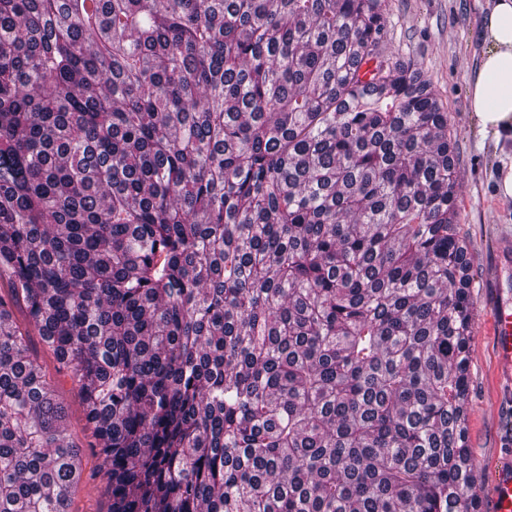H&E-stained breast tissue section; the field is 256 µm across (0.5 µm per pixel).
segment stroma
Here are the masks:
<instances>
[{"label": "stroma", "mask_w": 512, "mask_h": 512, "mask_svg": "<svg viewBox=\"0 0 512 512\" xmlns=\"http://www.w3.org/2000/svg\"><path fill=\"white\" fill-rule=\"evenodd\" d=\"M387 50L418 64L448 112L456 137L460 182V231L474 260L475 297L469 353L468 446L476 458L478 512H490L498 472L512 466V383L502 375L494 351L491 310L493 272L502 242L512 240V198L501 197L497 180L512 155L481 134L468 110L467 88L476 68L481 21L493 0H390ZM13 323L27 334L28 354L41 365L67 410L65 431L83 454V475L72 495V512H109L106 482L99 470L95 439L77 388L47 350L23 311Z\"/></svg>", "instance_id": "obj_1"}]
</instances>
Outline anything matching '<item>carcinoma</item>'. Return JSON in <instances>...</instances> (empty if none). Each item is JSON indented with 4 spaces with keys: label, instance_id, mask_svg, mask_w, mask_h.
<instances>
[{
    "label": "carcinoma",
    "instance_id": "cac0c4a2",
    "mask_svg": "<svg viewBox=\"0 0 512 512\" xmlns=\"http://www.w3.org/2000/svg\"><path fill=\"white\" fill-rule=\"evenodd\" d=\"M389 0H0V512H473L448 112ZM375 61L369 81L363 60ZM13 323L23 333L28 332L27 355L38 361L55 388L57 400L66 407L65 431L83 454V475L72 495V512H108L110 500L106 482L99 470L96 448H92L95 439L69 372L59 366L38 336L37 329L20 309L14 310Z\"/></svg>",
    "mask_w": 512,
    "mask_h": 512
}]
</instances>
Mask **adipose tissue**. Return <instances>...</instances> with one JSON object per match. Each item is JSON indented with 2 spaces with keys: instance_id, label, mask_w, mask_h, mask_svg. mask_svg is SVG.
Listing matches in <instances>:
<instances>
[{
  "instance_id": "adipose-tissue-1",
  "label": "adipose tissue",
  "mask_w": 512,
  "mask_h": 512,
  "mask_svg": "<svg viewBox=\"0 0 512 512\" xmlns=\"http://www.w3.org/2000/svg\"><path fill=\"white\" fill-rule=\"evenodd\" d=\"M482 51L468 85L481 133L512 139V0H496L482 22Z\"/></svg>"
}]
</instances>
